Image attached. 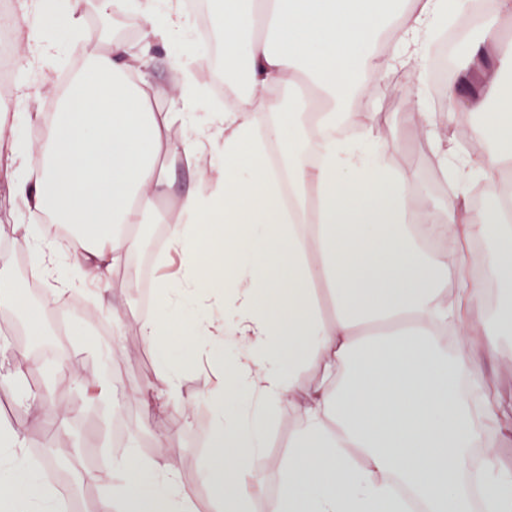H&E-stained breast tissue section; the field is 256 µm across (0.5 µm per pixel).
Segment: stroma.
I'll return each mask as SVG.
<instances>
[{
	"label": "stroma",
	"instance_id": "stroma-1",
	"mask_svg": "<svg viewBox=\"0 0 512 512\" xmlns=\"http://www.w3.org/2000/svg\"><path fill=\"white\" fill-rule=\"evenodd\" d=\"M82 15L90 32L106 27L134 46L145 28L143 18L133 11L107 19L87 9ZM431 58L430 44H423L418 64L388 70L365 95L343 101L336 109V119L351 132L374 114L390 124L392 142L382 151V161L410 174L416 190L440 218L448 193L432 175L437 164L431 150L418 127L406 118L418 97L436 117L449 112L445 91L427 86ZM202 83L201 107L183 113L170 126L160 153L161 161L170 169V186L158 207L171 216L177 213L180 197L195 183L196 172L185 156L189 131L206 125L210 111L219 108L220 98L236 94L232 88L216 94L207 75ZM19 135L36 140L39 128L21 123L0 132V278L11 282L17 294L15 306L0 305V435L22 432L26 457L0 467V482L19 484L37 474L54 482L52 470L39 468L43 456L35 450L38 441L50 439L82 453L91 448L96 459L84 462L80 484L86 499L83 512H99L107 493L103 475L114 471L118 452L133 446L145 458L167 461L191 491L196 512H216L214 500L199 480L208 464L206 434L213 418L206 383L235 358V345L212 342V356L207 360L188 354L164 356L143 345L139 325L146 314L138 275L147 273L155 283L171 271L163 261L168 253V235L153 224L137 225L140 246L126 264L112 269L104 297L78 289L63 294V301L80 303L83 309L75 318V327L61 333L51 328L49 315L42 308L45 285L32 266L19 230L29 218L14 192L16 168L3 161L10 153L12 139ZM175 361L182 368V393L193 401L191 415L173 406L149 417L143 415L139 394L148 388H163L165 366ZM18 372L46 396L44 418H36L21 394L8 385V378ZM479 385L487 401L499 404L512 416V362L485 367ZM296 426L297 416L288 406L275 410L265 447L254 461L266 494H275L279 488L282 464L292 451ZM163 437L168 439V447H158L157 441Z\"/></svg>",
	"mask_w": 512,
	"mask_h": 512
}]
</instances>
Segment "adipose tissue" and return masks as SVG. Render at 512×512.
Segmentation results:
<instances>
[{
  "label": "adipose tissue",
  "instance_id": "1",
  "mask_svg": "<svg viewBox=\"0 0 512 512\" xmlns=\"http://www.w3.org/2000/svg\"><path fill=\"white\" fill-rule=\"evenodd\" d=\"M460 0H219L217 29L224 64L244 60L247 92L212 111L204 129L191 130L188 148L197 170L195 190L168 220L158 202L168 189L157 155L180 113L195 110L201 85L191 59L176 56L172 79L178 111L155 104L158 88L140 77L153 44L178 45L187 16L180 0L150 13L138 49L122 39L90 34L73 0H26L24 71L56 69L60 52L77 49L84 64L38 142L13 141L19 170L15 194L33 214L50 213L75 225L65 246L45 243L40 227H26L31 257L46 284V303L73 289H104L107 276L138 242L121 225L164 223L179 274L161 281L165 297L143 321L145 344L201 353L215 338L238 345L236 359L208 383L214 415L206 486L221 512H400L390 494L392 474L432 501L436 512H467L459 462L475 435L459 378H478L484 361L511 360L512 224L506 207L473 209L467 195H449L436 221L417 204L410 176L369 165L366 152L383 146L377 123L361 145L338 138L332 110L364 68L375 79L413 62L433 21L456 13ZM481 73L497 108L479 130L491 153L479 154L483 177H512V57L487 43L463 48ZM316 92L321 110L312 143L301 141L306 103L277 113L264 135L253 115L272 110L275 89L297 81ZM418 126L440 168L466 180L453 165L464 154L444 121L414 102ZM288 145V181L266 178V146ZM224 163L204 165L215 147ZM290 191L293 207L283 210ZM320 258L311 274L307 253ZM482 270L498 285L488 318L473 277ZM320 283L335 306L325 319L315 303ZM197 305L191 327H180L169 298ZM456 333L454 357L440 336ZM306 363L322 377L301 386L293 373ZM257 400L261 411L227 415L232 398ZM298 411L293 451L280 490L261 498L252 463L264 446L273 410ZM122 473L101 512H194L191 492L165 463L125 449ZM486 512H512V472L488 450L480 472ZM55 491L42 480L0 501V512H54Z\"/></svg>",
  "mask_w": 512,
  "mask_h": 512
}]
</instances>
